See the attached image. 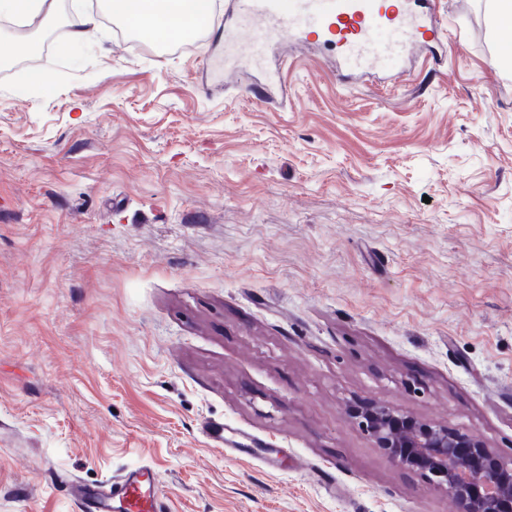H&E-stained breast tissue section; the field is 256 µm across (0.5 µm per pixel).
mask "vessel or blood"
Returning <instances> with one entry per match:
<instances>
[{"instance_id":"vessel-or-blood-1","label":"vessel or blood","mask_w":512,"mask_h":512,"mask_svg":"<svg viewBox=\"0 0 512 512\" xmlns=\"http://www.w3.org/2000/svg\"><path fill=\"white\" fill-rule=\"evenodd\" d=\"M224 66L262 68L270 48L292 38L334 46L344 69L442 47L433 22L439 0H233ZM80 512H162L156 473L142 465L108 484L75 489Z\"/></svg>"}]
</instances>
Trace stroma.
<instances>
[{
	"label": "stroma",
	"instance_id": "35a3bbf8",
	"mask_svg": "<svg viewBox=\"0 0 512 512\" xmlns=\"http://www.w3.org/2000/svg\"><path fill=\"white\" fill-rule=\"evenodd\" d=\"M77 8L0 15L50 81L0 63V512H80L74 483L139 464L163 512H454L348 407L512 461V29L441 0L447 57L358 87L278 45L262 103L223 74L228 0L193 38L109 19L72 54Z\"/></svg>",
	"mask_w": 512,
	"mask_h": 512
}]
</instances>
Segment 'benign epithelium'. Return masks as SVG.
Instances as JSON below:
<instances>
[{
    "instance_id": "1",
    "label": "benign epithelium",
    "mask_w": 512,
    "mask_h": 512,
    "mask_svg": "<svg viewBox=\"0 0 512 512\" xmlns=\"http://www.w3.org/2000/svg\"><path fill=\"white\" fill-rule=\"evenodd\" d=\"M353 418L392 464L420 470L448 491L457 512H512V464L480 439L384 403L362 407Z\"/></svg>"
}]
</instances>
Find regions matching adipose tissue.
Wrapping results in <instances>:
<instances>
[{
    "mask_svg": "<svg viewBox=\"0 0 512 512\" xmlns=\"http://www.w3.org/2000/svg\"><path fill=\"white\" fill-rule=\"evenodd\" d=\"M104 12L138 35L159 41L195 36L212 16L213 0H103Z\"/></svg>",
    "mask_w": 512,
    "mask_h": 512,
    "instance_id": "adipose-tissue-1",
    "label": "adipose tissue"
}]
</instances>
